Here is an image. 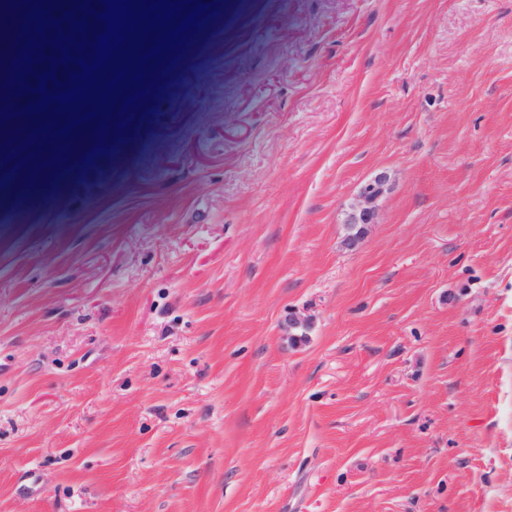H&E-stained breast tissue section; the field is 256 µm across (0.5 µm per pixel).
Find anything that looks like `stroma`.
I'll return each mask as SVG.
<instances>
[{
    "label": "stroma",
    "mask_w": 512,
    "mask_h": 512,
    "mask_svg": "<svg viewBox=\"0 0 512 512\" xmlns=\"http://www.w3.org/2000/svg\"><path fill=\"white\" fill-rule=\"evenodd\" d=\"M221 2L0 223V512H512V0ZM386 182V175L384 173L378 174L373 181L368 183L361 192L362 201L360 206L353 212L348 219V224H351V229H357L356 233L348 240V246L355 245L361 229L366 224H372L374 218L373 203L377 197L382 193L384 184Z\"/></svg>",
    "instance_id": "35a3bbf8"
}]
</instances>
